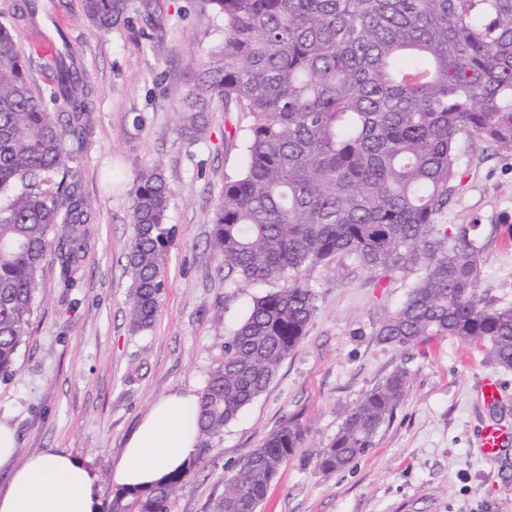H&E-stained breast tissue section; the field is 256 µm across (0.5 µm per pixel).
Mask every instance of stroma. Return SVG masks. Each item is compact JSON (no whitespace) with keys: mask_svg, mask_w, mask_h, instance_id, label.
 <instances>
[{"mask_svg":"<svg viewBox=\"0 0 512 512\" xmlns=\"http://www.w3.org/2000/svg\"><path fill=\"white\" fill-rule=\"evenodd\" d=\"M20 2L0 0V19L15 22L31 55L29 78L44 87L53 64L20 17ZM198 6V0H157L160 27L136 16L106 32L85 22L74 2L57 10L68 48L89 78L90 129L74 163L87 246L70 286L61 283L57 265H46L17 373L0 381V420L17 441L11 464L0 467L1 490L14 467L58 448L87 462L100 498L110 499L112 470L140 421L160 399L201 392L253 297L270 290L265 283L225 284L211 243L224 178L242 165L245 117L209 113L192 144L178 131L190 70L224 36ZM463 161L448 221L477 225L487 243L481 292L512 304V156L476 141ZM155 163L174 193L173 238L156 323L135 333L125 269L133 186ZM313 281L318 309L300 344L268 389L225 426L171 512H211L225 478L291 419L306 430L303 446L269 484L259 512H512V445L494 459L478 446L486 424L512 427V370L494 365L484 348L450 337L406 349L378 343L374 323L408 293L399 275L382 277L345 257L319 267ZM400 367L409 387L393 420L349 466L320 470L317 454L347 413ZM491 373L502 391L493 408L479 397Z\"/></svg>","mask_w":512,"mask_h":512,"instance_id":"stroma-1","label":"stroma"}]
</instances>
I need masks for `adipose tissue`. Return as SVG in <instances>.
Here are the masks:
<instances>
[{"label": "adipose tissue", "mask_w": 512, "mask_h": 512, "mask_svg": "<svg viewBox=\"0 0 512 512\" xmlns=\"http://www.w3.org/2000/svg\"><path fill=\"white\" fill-rule=\"evenodd\" d=\"M198 401V394L188 391L154 404L112 471L116 485L153 486L195 455ZM99 507L95 473L61 450L30 457L0 493V512H99Z\"/></svg>", "instance_id": "ef3b65f1"}]
</instances>
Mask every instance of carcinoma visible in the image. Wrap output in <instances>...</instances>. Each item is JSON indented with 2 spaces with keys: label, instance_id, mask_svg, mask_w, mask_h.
I'll use <instances>...</instances> for the list:
<instances>
[{
  "label": "carcinoma",
  "instance_id": "1",
  "mask_svg": "<svg viewBox=\"0 0 512 512\" xmlns=\"http://www.w3.org/2000/svg\"><path fill=\"white\" fill-rule=\"evenodd\" d=\"M224 38L192 72L180 134L196 139L220 106L248 118L240 172L224 179L212 244L225 281L277 285L252 299L221 346L199 395V443L185 468L146 489L117 488L101 512H170L213 441L261 396L317 311L314 270L347 256L411 280L405 300L374 328L407 348L427 336L484 347L512 369V306L479 293L483 241L449 224L463 144L512 155V0H200ZM108 31L152 0H79ZM13 22H0V380L15 375L42 272L54 257L74 281L87 232L74 154L86 141L87 74L67 53L48 90L29 81ZM65 105L60 122L47 103ZM173 192L156 167L133 188L126 253L131 329L153 327L166 288ZM399 368L343 420L318 456L324 472L372 447L402 401ZM304 429L273 432L225 480L212 512H257L267 486L301 447Z\"/></svg>",
  "mask_w": 512,
  "mask_h": 512
}]
</instances>
